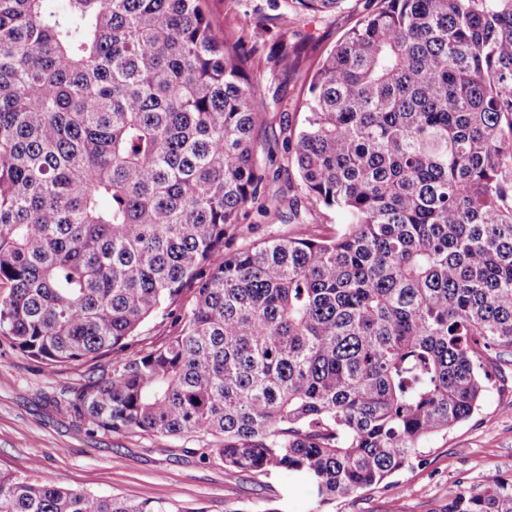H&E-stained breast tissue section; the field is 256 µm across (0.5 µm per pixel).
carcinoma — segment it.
<instances>
[{"label": "carcinoma", "instance_id": "cac0c4a2", "mask_svg": "<svg viewBox=\"0 0 512 512\" xmlns=\"http://www.w3.org/2000/svg\"><path fill=\"white\" fill-rule=\"evenodd\" d=\"M347 0H267L281 28ZM302 44L279 42L274 66ZM255 51L206 0H0V345L92 430L203 435L321 504L384 485L512 356V0H373L305 81L293 223L253 158ZM161 314L173 334L137 348ZM0 512H181L0 470ZM442 512H512V477ZM244 222L250 223L241 224L242 232L235 239L234 247L278 237L287 229V226L281 224L279 217L273 211L268 217L258 216L254 211Z\"/></svg>", "mask_w": 512, "mask_h": 512}]
</instances>
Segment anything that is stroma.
Masks as SVG:
<instances>
[{"mask_svg":"<svg viewBox=\"0 0 512 512\" xmlns=\"http://www.w3.org/2000/svg\"><path fill=\"white\" fill-rule=\"evenodd\" d=\"M265 5L266 0H208L220 28L258 38L257 78L270 119L253 133L254 152L261 166L280 172L269 193L289 200L301 197L302 190L297 173L286 170L284 142L289 128L303 118L306 71L365 16L369 3L348 0L344 11L305 16L286 31L263 20L260 10ZM281 40L305 45L307 56L297 68L280 71L269 63ZM100 370L89 363L53 376L1 347L0 469L27 474L36 460L39 476L69 487L135 501L165 499L183 512H389L392 492L380 486L319 506L294 476L233 474L220 460L201 463L187 454L191 442L184 438L170 440L162 450L147 436L90 432L66 400ZM505 376L512 378L511 365L505 366L503 376L490 378L479 409L469 419L423 440L411 467L392 475L403 512H440L450 490L512 475V413L500 408L501 402L512 400V387L501 382Z\"/></svg>","mask_w":512,"mask_h":512,"instance_id":"35a3bbf8","label":"stroma"}]
</instances>
